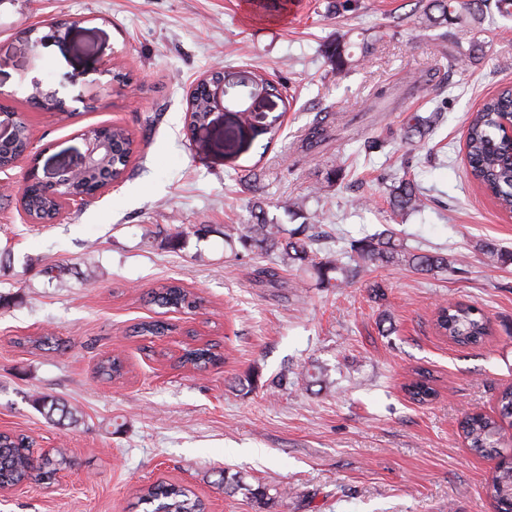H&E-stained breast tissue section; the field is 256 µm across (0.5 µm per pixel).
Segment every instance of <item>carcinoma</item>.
<instances>
[{"mask_svg":"<svg viewBox=\"0 0 512 512\" xmlns=\"http://www.w3.org/2000/svg\"><path fill=\"white\" fill-rule=\"evenodd\" d=\"M421 23L436 27L450 20L456 30L448 34V70L461 54L462 40L481 20L479 0H429L420 15ZM324 54L332 68L341 71L351 64L345 43L336 39L324 46ZM512 113V88L504 89L486 99L473 113L465 135L466 160L470 174L497 200L501 208L512 212V140L503 129L504 120ZM186 119L188 125H202L205 120L202 95L196 93L187 99ZM437 122V113L427 116L414 114L407 122V132L424 137ZM132 152V140L123 130L112 131V172L110 176L124 174ZM96 177L70 184L65 192L85 194L84 202L94 199L93 189ZM426 198L420 188L405 179L392 185L390 202L396 212H415L424 208ZM22 206L28 215L40 218L63 207L65 200L60 197L32 194L23 195ZM318 234L311 232V226L301 225L292 231H285L276 224H242L239 227L238 242L246 250L256 249L264 254L276 253L281 263L290 265L308 261L320 272L336 273L334 286L349 285L365 268L371 265L399 263L420 272H432L448 268V259L442 256L415 254L394 243L392 236L382 232L375 237L354 240L346 256L338 255L326 262L314 260L313 246ZM152 301L162 308H192L197 298L185 288L169 284L152 293ZM439 332L458 345H477L490 335V326L484 314L475 306L456 303L439 308L436 318ZM184 362L197 369H205L217 359L207 346L189 349L183 356ZM409 397L424 404L437 396L431 385L430 373L416 372V378L405 386ZM512 421V388L503 390L497 400V416L483 413L468 415L461 428L469 448L476 453L503 458L505 437L503 423ZM30 443L28 438L0 432V488H7L23 482L49 484L56 474L69 465L66 456L39 457L30 464ZM486 493L496 504L497 512H512V465H497ZM140 502L152 507L150 512H205L202 501L189 489L172 483L160 482L140 497Z\"/></svg>","mask_w":512,"mask_h":512,"instance_id":"cac0c4a2","label":"carcinoma"}]
</instances>
